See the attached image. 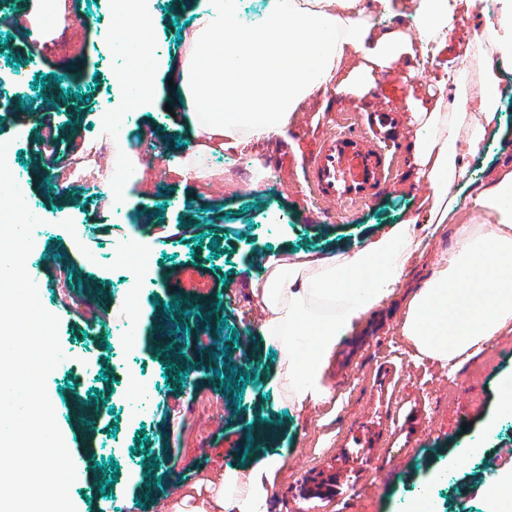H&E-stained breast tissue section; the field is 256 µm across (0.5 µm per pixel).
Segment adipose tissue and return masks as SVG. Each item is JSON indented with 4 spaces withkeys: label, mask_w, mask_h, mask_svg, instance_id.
Instances as JSON below:
<instances>
[{
    "label": "adipose tissue",
    "mask_w": 512,
    "mask_h": 512,
    "mask_svg": "<svg viewBox=\"0 0 512 512\" xmlns=\"http://www.w3.org/2000/svg\"><path fill=\"white\" fill-rule=\"evenodd\" d=\"M463 0H266L246 19L236 0H202L182 47L178 86L209 141L238 149L286 135L299 106L336 88L369 97L385 75L418 81L420 62L448 44ZM376 11L406 18L378 27ZM463 66H444L425 95L410 96L411 161L428 192L424 225L389 224L361 248L299 252L264 263L251 282L262 313L259 334L278 352L277 399L296 409L333 392L324 372L340 340L381 306L414 261L420 234L454 225V244L407 301L401 334L418 357L458 371L492 339L512 333V164L470 173L502 132L503 62L512 61V0L474 31ZM469 214H461V200ZM282 458L258 459L193 486L171 512H255Z\"/></svg>",
    "instance_id": "adipose-tissue-1"
}]
</instances>
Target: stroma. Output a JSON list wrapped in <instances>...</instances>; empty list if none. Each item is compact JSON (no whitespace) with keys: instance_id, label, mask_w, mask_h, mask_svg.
Masks as SVG:
<instances>
[{"instance_id":"obj_1","label":"stroma","mask_w":512,"mask_h":512,"mask_svg":"<svg viewBox=\"0 0 512 512\" xmlns=\"http://www.w3.org/2000/svg\"><path fill=\"white\" fill-rule=\"evenodd\" d=\"M26 0H7L0 9V142H10L13 161L24 174L28 193L41 212L43 239L30 265L47 266L41 285L44 307L59 319V340L67 360L47 379L60 429L69 445L77 478L70 496L77 512H169L170 504L200 479L227 468L249 469L251 430L265 429L268 453L285 462L260 512H297L289 491L313 473L350 469L342 502L320 500L315 512H408L420 488H428L441 512H487L486 484L512 470V414L499 408L506 380L512 379V335L495 338L456 374L416 359L399 332L404 302L422 288L433 266L453 245L452 232L435 234L406 270L396 294L368 314L359 329L376 331L394 343L388 356L369 344L347 357L341 340L324 381L333 402L299 411L274 405L271 379L277 351L258 333L261 313L248 286L264 261L293 252H326L360 247L386 224L423 221L419 202L427 184L418 179L407 149L408 87L400 77L378 79L370 100L343 106L340 94L309 100L287 138L274 137L242 151L212 153L202 178L187 177L180 163L195 139L185 110L168 113L179 96L172 87L182 46L180 28L193 20L200 0H149L150 38L161 61L150 104L112 102L114 76L125 62L112 53L109 0H64L70 28L42 55L19 54L28 36L6 24ZM57 95L47 100L63 144L72 152L59 167L35 158L41 114L19 104L41 97L48 78ZM501 137L488 141L471 162L474 175L495 162H512V72L505 80ZM401 114L392 147V178L375 199L339 208L322 202L305 177L306 163L323 132L343 122L364 123L367 112ZM129 118L127 133L137 142L138 166L125 187L127 219L112 221V198L63 179L78 164L92 133L112 128L113 111ZM259 159L273 182L251 183L242 167ZM187 225L175 238L170 227ZM207 241H199V234ZM134 240L151 256L149 278L133 305L124 301L121 279L112 275V245ZM182 282L183 291L173 290ZM191 293L202 319L218 332L225 349L210 363L194 353L205 341L173 305ZM133 308L141 325L132 355H124L114 325ZM175 334L183 365L193 366L183 385L168 356L154 345L157 329ZM392 368L395 397L422 399L425 419L416 435L393 436L347 460L345 435L372 414L379 377ZM247 378L243 389L233 381ZM153 394L150 412L138 423L126 416L130 382ZM109 404L105 428L93 436L92 460L82 459L84 436L79 413ZM178 463L169 467L167 453ZM117 470H109V462Z\"/></svg>"}]
</instances>
